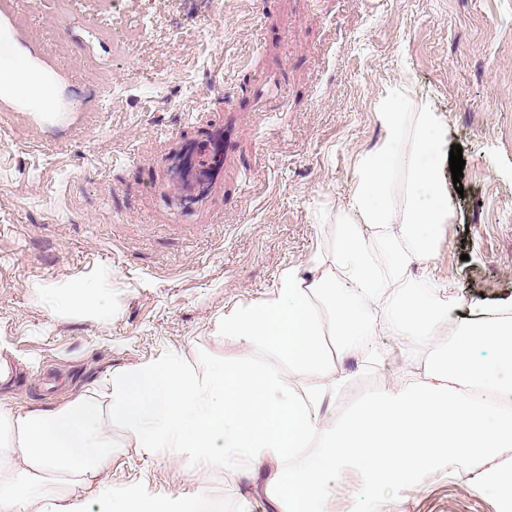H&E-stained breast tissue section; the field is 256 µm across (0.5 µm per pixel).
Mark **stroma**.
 <instances>
[{"label": "stroma", "instance_id": "1", "mask_svg": "<svg viewBox=\"0 0 512 512\" xmlns=\"http://www.w3.org/2000/svg\"><path fill=\"white\" fill-rule=\"evenodd\" d=\"M100 0L62 16L57 0H0L33 57L58 78L46 122L0 100V345L14 373L0 406L108 394L111 375L176 352L231 357L226 304L271 292L329 235L356 154L385 137L380 92L403 79L462 148L428 267L471 302L512 296V0ZM163 20L144 40L129 24ZM224 127L221 187L205 209L173 210L170 138ZM93 290L74 307L72 288ZM112 479L152 495L277 512L270 468L197 482L116 437ZM402 512H500L470 479L441 471L403 493Z\"/></svg>", "mask_w": 512, "mask_h": 512}]
</instances>
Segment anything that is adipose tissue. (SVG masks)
Wrapping results in <instances>:
<instances>
[{
  "label": "adipose tissue",
  "mask_w": 512,
  "mask_h": 512,
  "mask_svg": "<svg viewBox=\"0 0 512 512\" xmlns=\"http://www.w3.org/2000/svg\"><path fill=\"white\" fill-rule=\"evenodd\" d=\"M55 83L1 24L0 100L50 120ZM377 118L386 137L356 156L330 242L284 269L274 292L225 307L232 359L194 368L174 353L127 368L106 405L91 394L0 408V512H193L187 497L113 483L116 428L198 480L271 466L281 512H333L352 470L383 512H401L400 490L444 463L512 512V297L468 306L450 283L414 285L413 265L453 220L444 120L400 81L381 91ZM395 352L405 379L337 412L353 380L343 358L367 373Z\"/></svg>",
  "instance_id": "1"
}]
</instances>
